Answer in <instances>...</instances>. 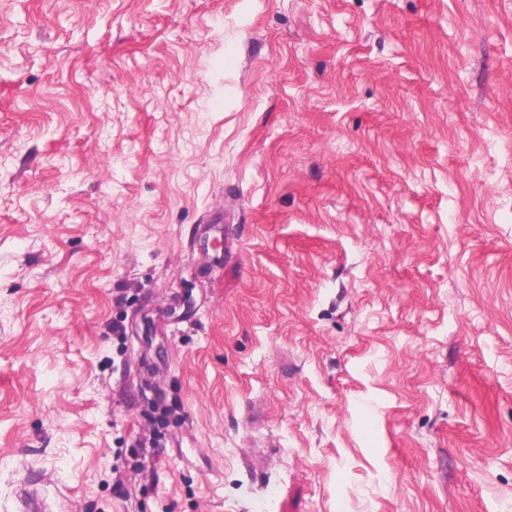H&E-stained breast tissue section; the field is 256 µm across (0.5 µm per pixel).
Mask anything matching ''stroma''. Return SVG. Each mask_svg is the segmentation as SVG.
I'll use <instances>...</instances> for the list:
<instances>
[{
    "instance_id": "obj_1",
    "label": "stroma",
    "mask_w": 512,
    "mask_h": 512,
    "mask_svg": "<svg viewBox=\"0 0 512 512\" xmlns=\"http://www.w3.org/2000/svg\"><path fill=\"white\" fill-rule=\"evenodd\" d=\"M512 512V0H0V512Z\"/></svg>"
}]
</instances>
